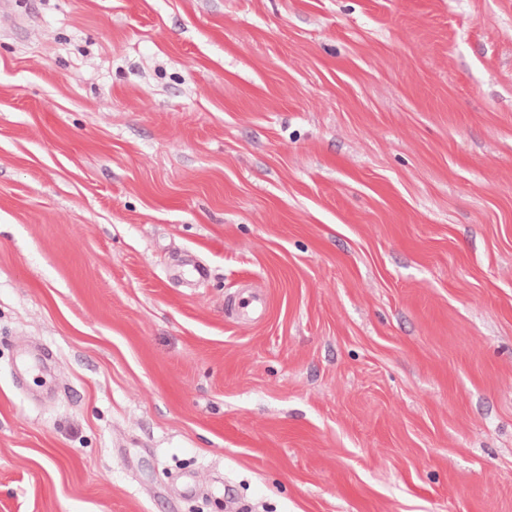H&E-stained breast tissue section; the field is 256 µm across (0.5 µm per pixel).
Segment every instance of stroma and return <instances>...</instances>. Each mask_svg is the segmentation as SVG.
<instances>
[{
	"mask_svg": "<svg viewBox=\"0 0 512 512\" xmlns=\"http://www.w3.org/2000/svg\"><path fill=\"white\" fill-rule=\"evenodd\" d=\"M15 9L0 512H512V0Z\"/></svg>",
	"mask_w": 512,
	"mask_h": 512,
	"instance_id": "stroma-1",
	"label": "stroma"
}]
</instances>
